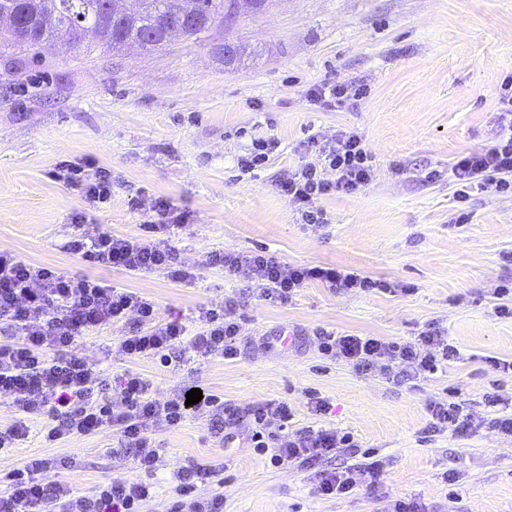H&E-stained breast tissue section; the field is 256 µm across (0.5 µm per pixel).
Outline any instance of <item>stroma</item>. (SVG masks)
<instances>
[{
    "label": "stroma",
    "instance_id": "obj_1",
    "mask_svg": "<svg viewBox=\"0 0 512 512\" xmlns=\"http://www.w3.org/2000/svg\"><path fill=\"white\" fill-rule=\"evenodd\" d=\"M226 37L245 48L229 67L212 50ZM510 74L512 0H274L265 12L216 26L211 40L181 38L156 53L0 49V251L146 294L161 318L183 321L192 334L200 308L222 298L237 304L231 360L131 362L111 351L118 326L80 339L78 350L100 358L105 378L129 368L148 375L159 400L197 388L228 406L288 401L290 429L353 435L355 447L340 449L327 467L360 463L368 451L384 462L377 485L326 498L313 470L273 466L243 435L223 443L210 432V413L194 411L178 429L156 434L161 462L146 512H160L177 472L198 465L222 468L223 486L205 479L195 493L223 489L224 512H382L400 497L431 512H512V438L486 428L465 439L427 430L435 401L465 404L478 418L512 413V374L490 366L512 360V319L496 313L501 286L512 283V197L473 192L467 222L451 221L452 167L497 132L498 88ZM323 82L367 93L326 112L308 94ZM351 130L374 156V178L357 193L323 199L329 224L306 229L275 180L309 161V136ZM259 137L279 148L242 174L237 160ZM63 160L111 172L112 199L94 216L113 234H141L145 217L128 205L136 195L164 196L188 211L191 222L174 244L196 266L195 280L97 267L70 251V218L84 203L54 177ZM211 251H266L290 267L351 269L392 290L311 283L292 301L269 303L223 267L200 266ZM433 327L459 357L446 371L402 383L323 358L315 338L324 329L409 341ZM262 336L273 346H260ZM493 379L503 402L490 408L484 394ZM309 390L329 399L328 414L308 409ZM43 423L34 418L28 439L0 452V492L32 457H74V468L47 479L84 493L142 479L132 455L115 454L116 429L50 446ZM448 472L454 483L444 481Z\"/></svg>",
    "mask_w": 512,
    "mask_h": 512
}]
</instances>
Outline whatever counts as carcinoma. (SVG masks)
<instances>
[{
    "label": "carcinoma",
    "instance_id": "obj_1",
    "mask_svg": "<svg viewBox=\"0 0 512 512\" xmlns=\"http://www.w3.org/2000/svg\"><path fill=\"white\" fill-rule=\"evenodd\" d=\"M136 15L122 13L123 0H0V10L13 14L16 24L0 28V41L19 47H35L52 41H65L72 48L90 55L98 48L118 52L122 47L112 37L138 41L151 53L165 49L169 41L161 30L178 20L182 0H139ZM201 23L184 29L183 37L202 40L217 18L224 14V0H195Z\"/></svg>",
    "mask_w": 512,
    "mask_h": 512
}]
</instances>
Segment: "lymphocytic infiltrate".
Listing matches in <instances>:
<instances>
[{"label": "lymphocytic infiltrate", "instance_id": "f902f5d3", "mask_svg": "<svg viewBox=\"0 0 512 512\" xmlns=\"http://www.w3.org/2000/svg\"><path fill=\"white\" fill-rule=\"evenodd\" d=\"M498 135L480 150L462 156L453 166L459 203L456 223L468 214L463 205L477 188L512 195V76L503 80L498 97ZM317 155L316 162L286 171L278 180L281 195L295 206L296 221L318 227L329 218L321 201L332 194H353L368 185L374 174L373 156L363 136L343 131L327 141L312 137L306 143ZM56 177L78 193L85 204L72 218L74 253L91 264L129 272L160 270L172 280L190 282L196 277L185 265L173 243L177 229L189 223L188 212L169 198L144 201L131 198L132 209L149 210L151 218L142 237L112 234L91 227L90 211L109 202L110 174L85 162L63 161ZM204 265L223 267L231 275H245L254 282L262 300L285 303L305 284L317 281L331 288L386 292L390 286L355 272L320 265L290 269L266 253H208ZM0 320L6 321L19 338L0 343V401H8L17 417L0 428V450L14 448L29 436L30 415L47 419L43 439L47 444L71 436H90L112 427L131 450L140 470L153 472L160 449L153 436L157 427L178 428L190 408L185 392L160 401L152 396V383L141 374L125 371L113 383L103 379L99 361L79 353L78 339L117 324L130 323L119 337L117 351L125 358H151L168 364L173 355L193 353L205 359L215 354L235 358L232 340L240 325L236 305L225 299L201 308L196 333L183 322L162 319L155 302L136 292L118 288L91 277H70L57 269L20 259L0 251ZM325 354L352 365L364 374L410 379L445 369L458 354L442 331L428 329L414 340L388 341L374 336L339 335L326 330L317 334ZM430 432L456 435L477 432L481 425L460 404L434 402L429 406ZM229 423L250 418L251 439L256 447L272 448L271 461L312 468L338 449L352 447L349 434L334 429L301 428L287 431L292 409L287 402L271 400L261 405L230 408ZM70 457L31 458L13 470L7 489L0 493V512H142L154 496L152 484L112 480L99 484L93 494L81 495L62 482H46L51 471L70 469ZM214 466H198L178 474L175 495L165 512H224V495L191 497L196 480L216 479ZM383 474L381 461L367 458L356 466L318 471L317 490L324 496L348 495L362 483L377 484Z\"/></svg>", "mask_w": 512, "mask_h": 512}]
</instances>
